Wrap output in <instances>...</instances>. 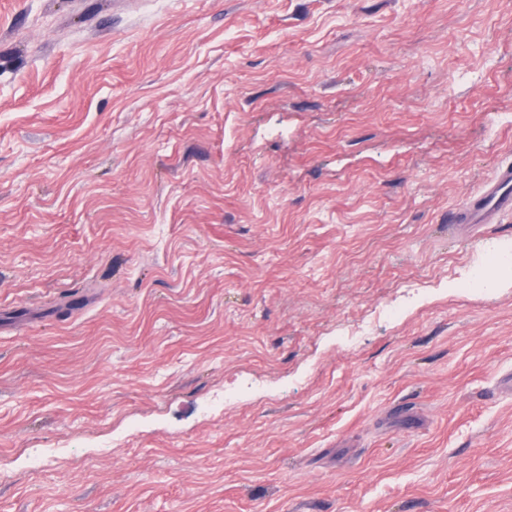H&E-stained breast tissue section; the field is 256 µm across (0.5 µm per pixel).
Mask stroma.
Masks as SVG:
<instances>
[{
	"instance_id": "obj_1",
	"label": "stroma",
	"mask_w": 512,
	"mask_h": 512,
	"mask_svg": "<svg viewBox=\"0 0 512 512\" xmlns=\"http://www.w3.org/2000/svg\"><path fill=\"white\" fill-rule=\"evenodd\" d=\"M505 160L512 0H0V512H512ZM512 211V165L498 168L480 193L448 213V225L486 224L490 217Z\"/></svg>"
}]
</instances>
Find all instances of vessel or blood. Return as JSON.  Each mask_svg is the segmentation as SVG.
Listing matches in <instances>:
<instances>
[{"label":"vessel or blood","instance_id":"vessel-or-blood-1","mask_svg":"<svg viewBox=\"0 0 512 512\" xmlns=\"http://www.w3.org/2000/svg\"><path fill=\"white\" fill-rule=\"evenodd\" d=\"M512 211V165L498 168L480 193L449 212V225L484 224L490 217Z\"/></svg>","mask_w":512,"mask_h":512}]
</instances>
